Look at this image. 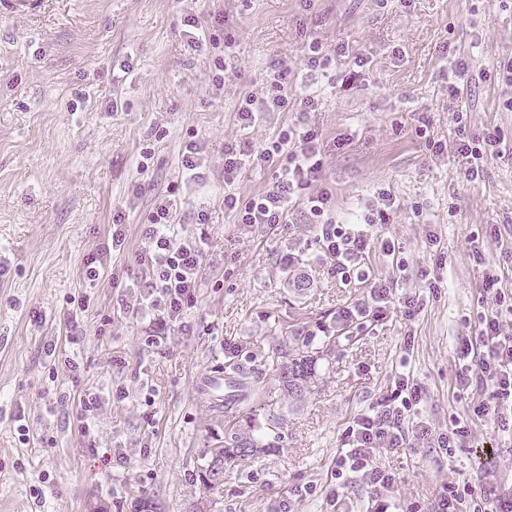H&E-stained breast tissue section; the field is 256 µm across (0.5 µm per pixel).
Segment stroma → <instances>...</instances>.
<instances>
[{
  "instance_id": "stroma-1",
  "label": "stroma",
  "mask_w": 512,
  "mask_h": 512,
  "mask_svg": "<svg viewBox=\"0 0 512 512\" xmlns=\"http://www.w3.org/2000/svg\"><path fill=\"white\" fill-rule=\"evenodd\" d=\"M190 17L215 38L232 33V54L190 47ZM306 30L331 50L352 45L366 65L307 74ZM510 56L512 8L496 0H0V512H134L143 498L157 512L201 502L211 512H332L343 433L400 373L421 386L430 429L457 416L471 434L452 456L433 440L377 451L396 476L398 512H431L451 480L476 493L489 471L512 482V435L473 413L488 389L455 383L456 348L489 306L487 267L512 290V112L486 78ZM221 58L232 72L216 92ZM461 61L469 83L453 98ZM274 64L293 93L319 95L308 121L322 133L319 185L336 221L365 215L380 192L393 200L390 223L368 229L365 278L333 273L302 205L271 234L224 209L225 144L258 148L298 118L237 120ZM493 128L505 153L470 180L457 140ZM192 142L204 148L207 182L189 190L181 160ZM172 192L180 237L206 240L204 274L195 306L159 335L131 310L139 289L112 279L136 272L147 216ZM118 205L126 239L116 249ZM97 249L92 288L82 266ZM303 275L311 286L298 295L288 282ZM382 279L387 301L337 352L323 390L285 415L280 452L227 466L221 493L205 492L199 450L224 427L203 379L229 361L260 366L289 326L332 325ZM65 393L97 395L90 433Z\"/></svg>"
}]
</instances>
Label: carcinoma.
<instances>
[{
  "mask_svg": "<svg viewBox=\"0 0 512 512\" xmlns=\"http://www.w3.org/2000/svg\"><path fill=\"white\" fill-rule=\"evenodd\" d=\"M356 338L350 322L340 321L320 336L302 326L294 329L288 340L271 345L263 356V365L276 373L274 390L234 363L224 367V384L236 388V398L231 409L222 398L212 403L213 410L224 414V437H206L200 450L196 475L208 493L224 485V466L279 449L276 426L283 411L295 412L319 393L324 364L336 357V349Z\"/></svg>",
  "mask_w": 512,
  "mask_h": 512,
  "instance_id": "cac0c4a2",
  "label": "carcinoma"
}]
</instances>
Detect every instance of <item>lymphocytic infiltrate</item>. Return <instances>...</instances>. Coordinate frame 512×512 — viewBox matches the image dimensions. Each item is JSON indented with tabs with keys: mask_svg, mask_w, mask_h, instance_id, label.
<instances>
[{
	"mask_svg": "<svg viewBox=\"0 0 512 512\" xmlns=\"http://www.w3.org/2000/svg\"><path fill=\"white\" fill-rule=\"evenodd\" d=\"M317 94L296 96L289 92L283 71L271 70L259 93L246 96L238 110L244 126L256 124L266 113L297 109L302 113L318 111ZM321 135L306 122L280 129L273 140L258 149H244L228 143L224 146V208L234 213L238 223L256 224L277 230L285 223L292 203L303 202L318 226L324 253L334 262L341 278L361 276V260L370 241L363 231L336 223L329 215L331 196L327 191L311 193L313 182L322 173ZM277 168L278 175L260 193L244 199L231 186L244 167ZM177 206L172 198L156 200L142 230L143 247L139 254V273L132 281L140 290L139 310L159 328L176 321L185 308L193 306L197 288L203 279V248L200 242L179 239L173 223ZM502 277L494 270L485 272L483 288L492 297L474 335L458 347L462 367L457 374L459 387L478 382L489 388L486 401L474 407L477 417L493 422L499 431L512 430V415L505 411L512 404V292L502 288ZM421 391L409 376H401L386 397L381 410L357 415L347 428L339 467L360 477L372 492L368 512H388L383 499L395 482L392 473L379 466L375 452L380 448H401L409 433L423 439L436 438L439 447L459 448L468 434L467 427L454 426L447 435L433 436L423 423L412 421L410 411L419 404ZM434 512H512V485L496 474L485 477L480 496L467 486L448 482L441 486Z\"/></svg>",
	"mask_w": 512,
	"mask_h": 512,
	"instance_id": "f902f5d3",
	"label": "lymphocytic infiltrate"
}]
</instances>
